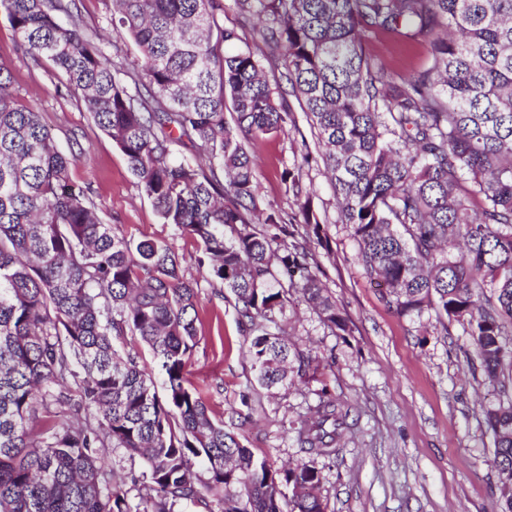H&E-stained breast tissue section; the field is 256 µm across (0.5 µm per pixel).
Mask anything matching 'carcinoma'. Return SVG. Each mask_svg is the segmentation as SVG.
<instances>
[{"instance_id": "1", "label": "carcinoma", "mask_w": 512, "mask_h": 512, "mask_svg": "<svg viewBox=\"0 0 512 512\" xmlns=\"http://www.w3.org/2000/svg\"><path fill=\"white\" fill-rule=\"evenodd\" d=\"M229 7L262 17L253 41L224 24ZM0 9L30 61H51L81 95L163 223L198 242L210 285L235 297L261 387L309 367L282 327L292 294L348 331L307 247L329 249L303 181L311 151L284 172L296 210L260 207L245 142L296 126L289 95L386 304L466 324L491 382L512 365V0H110L108 23L135 48L123 66L84 30L77 0ZM378 31L426 43L427 67L393 81L364 51ZM78 161L0 64V512H328L314 463L336 455L349 406L321 393L295 431L309 461L278 473L255 458L186 377L198 283L167 243L102 220ZM484 415L502 485L512 395ZM110 448L143 459L134 505Z\"/></svg>"}]
</instances>
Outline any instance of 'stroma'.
Instances as JSON below:
<instances>
[{
  "label": "stroma",
  "mask_w": 512,
  "mask_h": 512,
  "mask_svg": "<svg viewBox=\"0 0 512 512\" xmlns=\"http://www.w3.org/2000/svg\"><path fill=\"white\" fill-rule=\"evenodd\" d=\"M79 7L88 31L101 35L114 60L133 55V45L108 25L104 0H81ZM19 44L0 11V62L11 71L12 90L39 109L62 150L75 142L84 149L89 161L77 163L72 175L90 185L103 220L133 238L165 241L182 257L185 278L199 284L198 344L187 377L214 415L236 418L239 439L258 458L277 471L303 461L294 430L325 391L351 408L336 457L315 462L329 512H498L494 437L484 408L499 391L512 392V368L489 383L472 368L476 356L462 323L442 324L431 311L410 319L387 306L382 288L360 271L357 243L337 221L321 169L304 173L330 241L329 249L314 253L350 331L331 333L300 295H292L285 322L312 363L306 377L269 392L256 381L235 299L209 285L207 269L196 262V240L162 222L81 96L51 65L32 66ZM365 47L393 77L427 64L423 43L394 33L376 34ZM295 117V126L246 144L257 164L261 202L286 212L295 205L282 172L315 142L305 113Z\"/></svg>",
  "instance_id": "35a3bbf8"
}]
</instances>
